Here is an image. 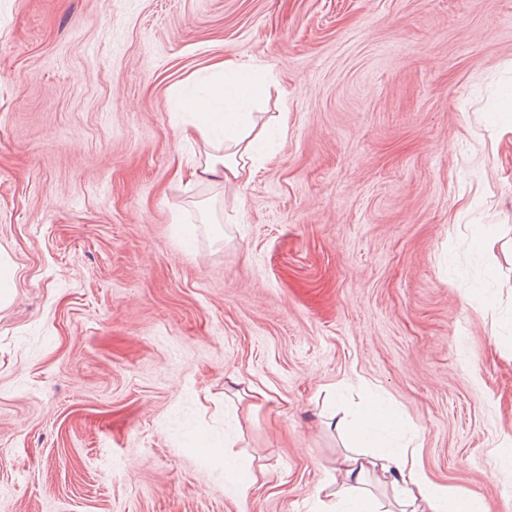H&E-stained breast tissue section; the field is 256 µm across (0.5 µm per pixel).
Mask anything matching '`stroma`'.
<instances>
[{
  "label": "stroma",
  "mask_w": 512,
  "mask_h": 512,
  "mask_svg": "<svg viewBox=\"0 0 512 512\" xmlns=\"http://www.w3.org/2000/svg\"><path fill=\"white\" fill-rule=\"evenodd\" d=\"M510 122L512 0H0V512H313L372 396L512 512ZM229 61L218 63L214 71L216 86L224 97L223 112H199L200 123L194 130L184 129L182 134L188 138L196 132L206 137L209 131L221 128L224 139L220 145L224 154L207 153L201 174L221 175L225 181L248 183L254 168V152L261 138L262 130H256V124L245 112H238L236 102L224 95V84L228 72H232ZM14 276L15 269L8 258L0 254V308L9 305L13 300Z\"/></svg>",
  "instance_id": "obj_1"
}]
</instances>
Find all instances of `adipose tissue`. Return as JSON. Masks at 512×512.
<instances>
[{
	"mask_svg": "<svg viewBox=\"0 0 512 512\" xmlns=\"http://www.w3.org/2000/svg\"><path fill=\"white\" fill-rule=\"evenodd\" d=\"M217 128L224 133L223 151L208 154L204 172L228 181L249 182L260 131L230 98L225 99L223 111L201 113L194 130L204 137ZM376 470L390 477L400 512H484L478 498L455 493L448 486L431 480L404 448H387L376 454L355 451L345 455L338 469L340 484L329 499L318 500V512H381L372 499L361 493L366 476Z\"/></svg>",
	"mask_w": 512,
	"mask_h": 512,
	"instance_id": "adipose-tissue-1",
	"label": "adipose tissue"
}]
</instances>
